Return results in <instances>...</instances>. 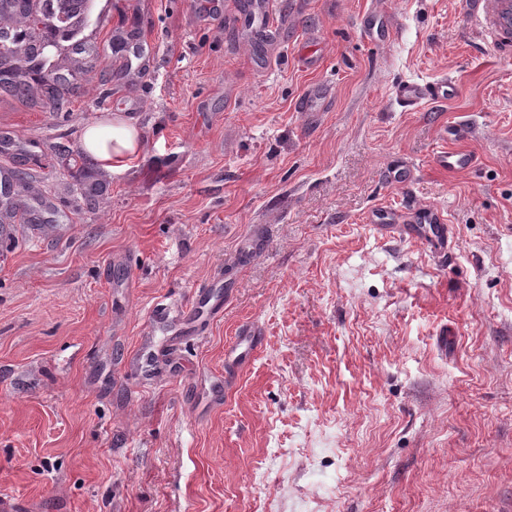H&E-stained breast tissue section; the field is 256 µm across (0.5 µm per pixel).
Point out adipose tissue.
Instances as JSON below:
<instances>
[{"instance_id":"ef3b65f1","label":"adipose tissue","mask_w":512,"mask_h":512,"mask_svg":"<svg viewBox=\"0 0 512 512\" xmlns=\"http://www.w3.org/2000/svg\"><path fill=\"white\" fill-rule=\"evenodd\" d=\"M144 146L140 129L119 115L94 119L85 125L80 139L84 155L110 174L127 168Z\"/></svg>"}]
</instances>
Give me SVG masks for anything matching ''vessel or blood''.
<instances>
[{
  "label": "vessel or blood",
  "instance_id": "vessel-or-blood-1",
  "mask_svg": "<svg viewBox=\"0 0 512 512\" xmlns=\"http://www.w3.org/2000/svg\"><path fill=\"white\" fill-rule=\"evenodd\" d=\"M460 9L480 34L482 40L501 57L512 56V0H460ZM457 87L448 80L422 84L403 82L396 90L398 101L406 107H415L425 101H443L455 97ZM332 95L329 84L310 86L302 99L301 108L306 112L321 111ZM433 165L445 171H463L473 167L475 159L464 150H442L432 158ZM372 223L384 230L403 229L409 237L418 239L432 252L448 251V226L442 213L433 207H420L400 215L394 212H377ZM259 343L251 330H243L224 352L225 383H232L233 370L248 365Z\"/></svg>",
  "mask_w": 512,
  "mask_h": 512
}]
</instances>
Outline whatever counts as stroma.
Wrapping results in <instances>:
<instances>
[{
	"label": "stroma",
	"mask_w": 512,
	"mask_h": 512,
	"mask_svg": "<svg viewBox=\"0 0 512 512\" xmlns=\"http://www.w3.org/2000/svg\"><path fill=\"white\" fill-rule=\"evenodd\" d=\"M241 9L94 0L45 64L64 76L59 108L40 78L25 97L0 85L16 142L0 167L29 172L50 207L0 236V501L512 512V59L457 0H271L269 34ZM367 13L384 41L362 36ZM118 36L155 45L148 72L112 52ZM443 79L453 99L395 98ZM316 83L328 105L301 111ZM132 98L146 151L109 175L80 135ZM455 124L468 133L452 141ZM449 147L475 167L433 166ZM400 164L412 181L387 182ZM423 205L447 217L448 255L366 220ZM206 288L220 318L193 307ZM249 324L253 360L207 407Z\"/></svg>",
	"instance_id": "obj_1"
}]
</instances>
